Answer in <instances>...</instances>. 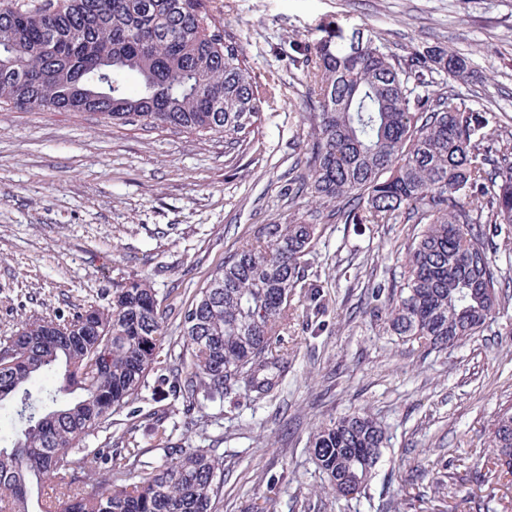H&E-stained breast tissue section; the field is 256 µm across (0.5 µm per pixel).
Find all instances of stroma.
Returning a JSON list of instances; mask_svg holds the SVG:
<instances>
[{
	"instance_id": "stroma-1",
	"label": "stroma",
	"mask_w": 512,
	"mask_h": 512,
	"mask_svg": "<svg viewBox=\"0 0 512 512\" xmlns=\"http://www.w3.org/2000/svg\"><path fill=\"white\" fill-rule=\"evenodd\" d=\"M212 21L237 35L258 76L277 75L278 103L242 146L194 131L116 126L90 112L0 104V340L35 318L106 306L113 286L148 281L166 311L160 360L181 367L179 324L196 294L259 224L317 225L305 279L283 332L288 367L267 395L232 390L223 404L183 413L150 373L141 396L107 428L82 438L71 471L116 440L160 447L219 444L224 483L215 512H408L434 498L447 472L456 492L443 512H512L488 478L497 413L512 406V299L458 346L427 353L392 336L384 301L367 291L398 280L410 224H347L335 203L288 204L305 171V60L317 42L373 38L400 57L444 46L469 58L453 87L512 125V0H207ZM364 412L389 442L360 495L326 486L309 445L318 425Z\"/></svg>"
}]
</instances>
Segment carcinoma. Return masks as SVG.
Here are the masks:
<instances>
[{"instance_id":"carcinoma-1","label":"carcinoma","mask_w":512,"mask_h":512,"mask_svg":"<svg viewBox=\"0 0 512 512\" xmlns=\"http://www.w3.org/2000/svg\"><path fill=\"white\" fill-rule=\"evenodd\" d=\"M306 63L307 173L284 195L337 202L346 224L422 225L388 293L389 330L425 350L480 332L512 287L487 248L493 227L512 224V130L427 79L465 78L470 62L443 46L402 59L369 38L318 43ZM0 102L222 133L232 149L276 102V80L256 75L206 0H0ZM316 233L297 219L262 224L211 275L181 321L189 369L172 376L173 394L198 406L236 383L274 390L288 364V298ZM164 319L155 289L133 280L106 307L34 319L0 342V404L23 424L0 446V512H214L222 472L210 448L166 445L154 461L96 448L107 466L94 483L70 472L76 441L146 387ZM48 377L59 385L34 387ZM386 441L376 420L353 413L321 424L310 450L348 497L372 480ZM491 447V475L511 489L512 407L494 420Z\"/></svg>"}]
</instances>
